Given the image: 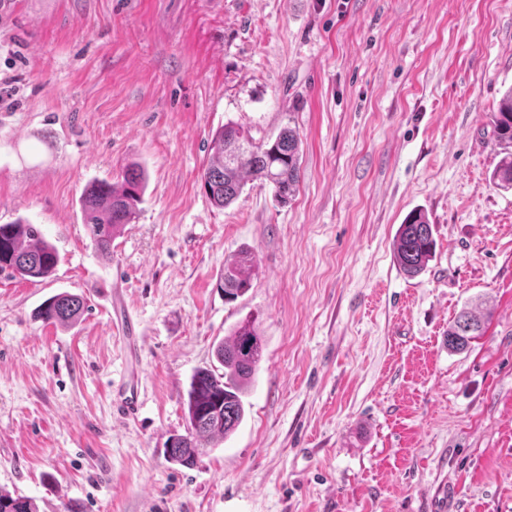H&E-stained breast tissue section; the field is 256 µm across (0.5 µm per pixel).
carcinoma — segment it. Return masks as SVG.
<instances>
[{
	"label": "carcinoma",
	"mask_w": 512,
	"mask_h": 512,
	"mask_svg": "<svg viewBox=\"0 0 512 512\" xmlns=\"http://www.w3.org/2000/svg\"><path fill=\"white\" fill-rule=\"evenodd\" d=\"M501 158L492 173V182L512 189V87L505 91L498 110L491 113ZM302 140L296 129L287 126L268 141L254 139L232 123L217 128L211 135V156L201 175L202 188L211 204L224 209L253 181L269 182L278 188L286 203L299 181ZM146 179L136 164L126 167L122 181L90 183L79 199L83 223L87 225L96 248L105 254L112 250V239L140 211ZM435 240L425 214L413 211L400 225L394 257L409 277L425 270L433 257ZM59 254L47 242L40 229L19 218L0 224V271L9 269L23 279H48L58 265ZM255 257L242 250L224 264L217 287L224 299L233 302L251 287ZM84 308L83 299L63 292L49 298L40 308L39 317L62 326L74 324ZM482 334V320L468 310L461 311L448 326V350L460 351L469 345V337ZM224 373L203 369L190 382L187 412L189 428L185 435L170 439L166 456L182 466H193L204 447L214 440L233 434L245 417L243 394L254 381L262 357L261 339L254 321L246 319L231 336L216 348ZM0 512H39L33 499L0 492Z\"/></svg>",
	"instance_id": "obj_1"
}]
</instances>
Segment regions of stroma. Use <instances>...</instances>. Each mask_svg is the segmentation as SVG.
<instances>
[{
	"label": "stroma",
	"mask_w": 512,
	"mask_h": 512,
	"mask_svg": "<svg viewBox=\"0 0 512 512\" xmlns=\"http://www.w3.org/2000/svg\"><path fill=\"white\" fill-rule=\"evenodd\" d=\"M511 87L512 0H0V224L60 257L44 281L0 271V491L39 512H512V190L489 123ZM230 121L297 128L288 204L257 183L210 203ZM134 162L141 210L101 254L79 198ZM415 209L436 249L411 278L392 246ZM61 292L85 301L68 328L37 315ZM465 308L483 334L452 352ZM249 316L243 422L170 462L192 376L223 373ZM132 375L127 420L111 394ZM255 257L249 250H242L224 264L217 288L224 291V299L233 302L243 296L251 287V273Z\"/></svg>",
	"instance_id": "stroma-1"
}]
</instances>
